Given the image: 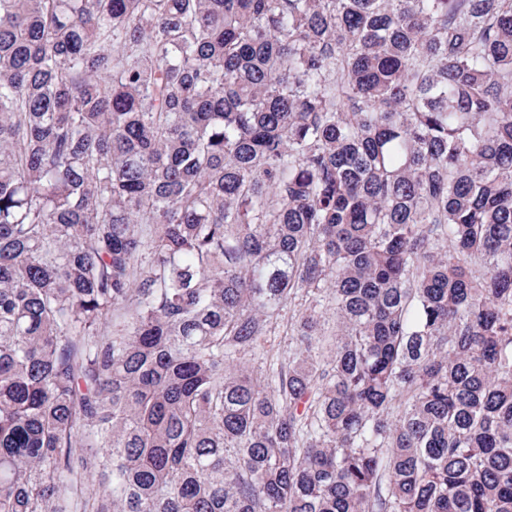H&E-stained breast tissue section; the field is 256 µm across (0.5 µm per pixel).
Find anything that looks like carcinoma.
Listing matches in <instances>:
<instances>
[{"label":"carcinoma","mask_w":512,"mask_h":512,"mask_svg":"<svg viewBox=\"0 0 512 512\" xmlns=\"http://www.w3.org/2000/svg\"><path fill=\"white\" fill-rule=\"evenodd\" d=\"M0 512H512V0H0Z\"/></svg>","instance_id":"obj_1"}]
</instances>
